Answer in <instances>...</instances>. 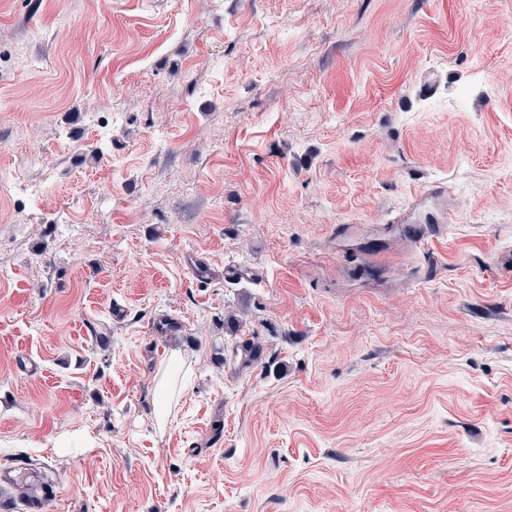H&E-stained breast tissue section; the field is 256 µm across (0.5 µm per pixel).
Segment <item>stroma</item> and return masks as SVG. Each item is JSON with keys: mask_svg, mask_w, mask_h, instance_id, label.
I'll list each match as a JSON object with an SVG mask.
<instances>
[{"mask_svg": "<svg viewBox=\"0 0 512 512\" xmlns=\"http://www.w3.org/2000/svg\"><path fill=\"white\" fill-rule=\"evenodd\" d=\"M0 183L46 512H512V0H0Z\"/></svg>", "mask_w": 512, "mask_h": 512, "instance_id": "obj_1", "label": "stroma"}]
</instances>
